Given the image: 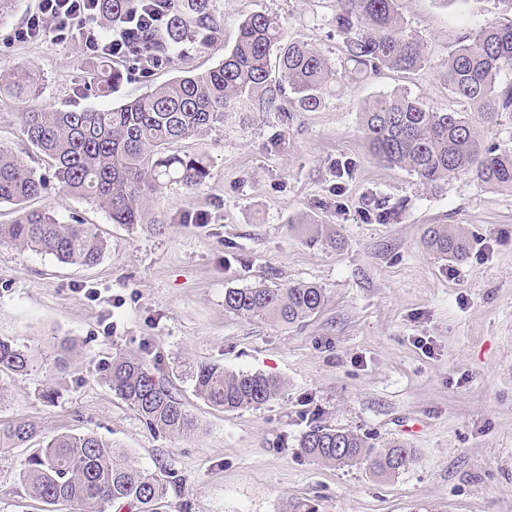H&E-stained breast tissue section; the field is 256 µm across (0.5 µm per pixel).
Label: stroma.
<instances>
[{"label":"stroma","instance_id":"stroma-1","mask_svg":"<svg viewBox=\"0 0 512 512\" xmlns=\"http://www.w3.org/2000/svg\"><path fill=\"white\" fill-rule=\"evenodd\" d=\"M224 34L189 40L149 77L125 74L111 94H82L88 59L78 42L15 41L38 6L19 0L0 24V68L36 64L33 99L0 97V148L44 176L54 163L21 131L27 109H105L222 63L239 24L276 16L289 38L343 63L336 0H214ZM408 30L428 61L413 73L338 72L315 112L285 119L249 103L225 113L201 139L172 151L203 156L205 183L168 185L149 205L164 221L112 223L92 200L49 190L32 200L62 222L78 217L108 247L98 264L0 247V338L26 350L28 372L0 377V422H33L43 436L94 432L131 461L164 462L179 482L168 512H512V190L470 175L438 186L372 156L360 109L408 92L439 112L467 115L487 143L512 148V114L494 125L448 91L442 64L460 37L487 21L508 22L503 0H401ZM389 220L363 219L370 199ZM465 228L466 261L423 246L426 228ZM314 283L325 306L282 326L226 313L225 289ZM156 361L157 375L195 422L188 434L150 430L101 377L117 354ZM260 371L285 383L257 409L227 412L196 396L201 364ZM55 398L43 400V388ZM367 435L375 447L414 450L404 471L378 478L363 464L304 458L298 440L311 419ZM25 448L0 450V512H45L17 482Z\"/></svg>","mask_w":512,"mask_h":512}]
</instances>
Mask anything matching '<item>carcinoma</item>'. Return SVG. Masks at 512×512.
<instances>
[{
    "instance_id": "carcinoma-1",
    "label": "carcinoma",
    "mask_w": 512,
    "mask_h": 512,
    "mask_svg": "<svg viewBox=\"0 0 512 512\" xmlns=\"http://www.w3.org/2000/svg\"><path fill=\"white\" fill-rule=\"evenodd\" d=\"M400 0H337L336 29L348 35L345 59L356 73L384 68L414 71L427 61L423 44L406 28ZM141 0H99L100 24L118 25L139 12ZM224 18L214 0H171L168 23L148 40L155 55L170 56L190 36L205 44L223 32ZM278 60L280 80L270 76ZM512 21L488 22L461 37L444 63L448 91L494 123L512 112ZM336 78V66L301 40L283 39L279 19L255 13L238 27L224 61L205 74H187L171 83L109 109L29 110L21 113L27 141L55 163L58 191L87 198L104 209L115 224H159L147 208L149 197L170 184L193 190L209 172L200 156L168 153L169 145L186 137H203L224 121V111L240 98L258 112H281L292 98L300 112H315ZM122 79L112 60L83 85L87 98L104 97ZM39 68L30 63L0 71V95L34 98L40 91ZM364 138L378 160L404 169L429 186L452 175L468 174L480 183L512 189V149L487 147L475 126L460 112H437L406 92L376 98L361 115ZM48 189L46 178L18 156L0 149V203L15 206L16 219L0 224V246L12 245L49 254L70 264L94 265L107 244L77 218L59 221L51 208L31 210L26 203ZM428 250L440 258H467L471 240L461 228L435 224L424 235ZM325 305L324 289L311 283L286 288L253 286L224 289V311L300 324ZM30 358L16 345L0 340V374L28 371ZM203 400L226 411L259 408L273 400L281 382L259 372L226 371L201 364L191 375ZM112 391L154 431L184 434L194 421L175 394L153 372L148 360L127 355L112 358L105 374ZM40 436L23 419L0 424V449L17 448ZM303 455L317 462L365 463L375 475H396L413 461L402 444L377 448L351 430L311 424L298 440ZM174 471L166 464L153 470L130 463L112 442L94 433L60 434L35 449L18 473V483L31 496L59 512L77 505L81 512H102L119 503L134 512H167Z\"/></svg>"
}]
</instances>
